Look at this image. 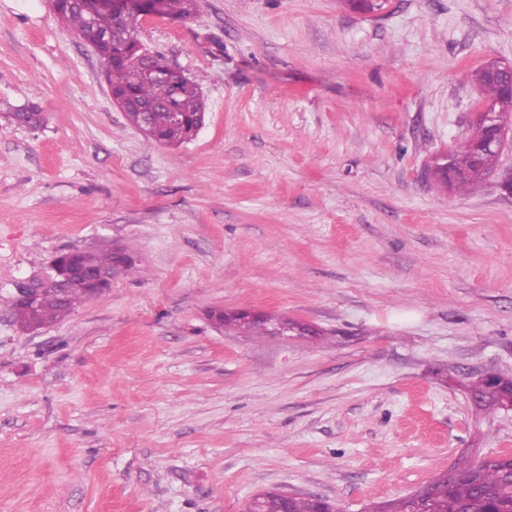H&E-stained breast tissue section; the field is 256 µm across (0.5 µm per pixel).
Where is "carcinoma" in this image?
Segmentation results:
<instances>
[{"mask_svg": "<svg viewBox=\"0 0 512 512\" xmlns=\"http://www.w3.org/2000/svg\"><path fill=\"white\" fill-rule=\"evenodd\" d=\"M197 9L198 0H162L161 14L185 19ZM58 18L73 27L78 36L96 44L97 54L105 62L110 93L127 102L122 112L131 125L139 129L148 125L146 136L166 146H179L195 136L205 118L202 94L187 77L172 81L154 76L156 72L167 71L170 63L161 53L144 54L137 48L136 19L124 21L110 10H93L81 0H58ZM474 78L485 94L486 104L495 113V122L507 129L512 100L503 97V85L508 74L504 72L494 79L481 67L474 72ZM498 154L495 147L478 151L476 135L471 134L460 148L436 159L431 174L442 183L467 189L492 172ZM119 260L124 262L123 270L132 267L125 252L71 251L56 256L53 265L81 270L83 278L63 284L54 274L46 275L40 283L37 309L12 303L15 321L24 329H39L61 320L78 304L99 293L89 283L90 273L110 272ZM215 319L226 328L246 327L256 336L267 334L278 323H288L303 335L317 334L307 325L263 314L247 318L240 311L219 312ZM469 391L480 406L504 409L512 401V376L488 373L474 380ZM422 491L420 498L410 494L366 512H512V464L508 462V453L489 455L476 463L461 457L450 470L423 486ZM282 507L279 494L268 491L253 499L247 512H278ZM319 507L331 512L334 505L310 496H295L290 502L291 512H315Z\"/></svg>", "mask_w": 512, "mask_h": 512, "instance_id": "obj_1", "label": "carcinoma"}]
</instances>
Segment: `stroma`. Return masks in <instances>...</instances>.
I'll return each instance as SVG.
<instances>
[{"label": "stroma", "instance_id": "stroma-1", "mask_svg": "<svg viewBox=\"0 0 512 512\" xmlns=\"http://www.w3.org/2000/svg\"><path fill=\"white\" fill-rule=\"evenodd\" d=\"M207 103L163 146L49 0H0V512H341L512 451V138L475 192L426 181L512 62V0H199L138 16ZM36 106L37 126L10 121ZM129 247L135 273L36 333L18 282ZM250 309L315 328L253 336ZM469 391L475 401L488 410L506 408L508 401L512 404V376L487 373L469 385ZM286 499H289L294 496L293 493H282ZM319 500L321 507L325 509V511L321 512H334L331 509H334L335 506L330 503L328 500L323 498H312L306 496H295L291 499L290 509L291 512H318L315 511L320 505L317 503Z\"/></svg>", "mask_w": 512, "mask_h": 512}]
</instances>
